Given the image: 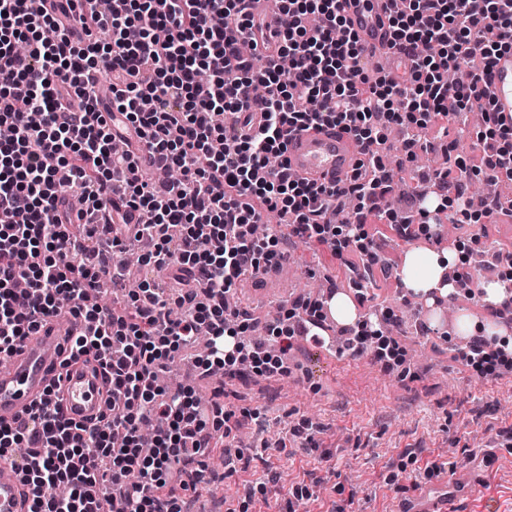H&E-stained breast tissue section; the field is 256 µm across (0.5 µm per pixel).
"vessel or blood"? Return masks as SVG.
Here are the masks:
<instances>
[{
    "label": "vessel or blood",
    "instance_id": "1",
    "mask_svg": "<svg viewBox=\"0 0 512 512\" xmlns=\"http://www.w3.org/2000/svg\"><path fill=\"white\" fill-rule=\"evenodd\" d=\"M350 30L368 57L389 55L387 17L389 0H345ZM493 109L505 126L512 127V52L499 55L486 79ZM362 155L356 141L334 127H311L288 141V167L301 179L333 184L351 175ZM80 320L59 324L49 320L0 366V423L22 417L53 384L62 389V408L81 424L96 422L106 411V386L100 368L77 362L60 370L66 338L86 332ZM29 487L16 465L0 460V512H28Z\"/></svg>",
    "mask_w": 512,
    "mask_h": 512
}]
</instances>
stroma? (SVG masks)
<instances>
[{
	"mask_svg": "<svg viewBox=\"0 0 512 512\" xmlns=\"http://www.w3.org/2000/svg\"><path fill=\"white\" fill-rule=\"evenodd\" d=\"M477 132L460 112L447 128L431 124L413 135L453 147L472 166L482 154ZM457 218L450 209L440 222L454 225V240L470 244L460 266L470 292L459 298L460 311L495 324V310L480 288L500 268L478 266L475 255L511 254L512 223L482 228ZM366 230L377 245L374 257L353 254L344 266L326 246L270 224V233L287 239L290 261L249 277L239 302L264 322L273 321L306 300L291 274L302 269L350 289L368 320L392 316V336L404 351L401 366L384 369L369 352H334L314 373L307 355L294 347L286 354L290 374L203 380L188 374L197 349L176 354L172 369L202 400L250 414L227 439L248 465L228 472L226 448L213 449L206 459L211 477L186 492V512H284L300 489L312 495L304 512H400L423 493L446 503L448 512H512V370L479 375L449 342L446 324L435 322L420 334L403 322L406 295L398 272L406 243L385 224ZM435 464L440 472H432Z\"/></svg>",
	"mask_w": 512,
	"mask_h": 512,
	"instance_id": "35a3bbf8",
	"label": "stroma"
}]
</instances>
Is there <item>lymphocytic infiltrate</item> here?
<instances>
[{"label": "lymphocytic infiltrate", "mask_w": 512, "mask_h": 512, "mask_svg": "<svg viewBox=\"0 0 512 512\" xmlns=\"http://www.w3.org/2000/svg\"><path fill=\"white\" fill-rule=\"evenodd\" d=\"M74 2L57 0L51 17L28 0H0V124L14 131L0 141V358L69 309L89 324L70 338L69 357L103 370L111 407L78 424L47 391L27 419L0 424V458L21 467L29 512H97L103 498L116 512H183V491L238 418L192 386L159 384L174 353L203 329L211 346L196 360L200 374L235 365L288 372L264 341L245 343L252 317L224 304L243 275L288 255L282 239L255 236L253 225L277 214L339 259L371 216L413 236L411 223L376 204L395 178L379 153L385 131L475 107L484 126L474 174L511 178L512 130L499 124L483 82L494 58L512 51V0H404L388 19L397 78L367 69L341 0H278V53L260 69L239 52L266 28L253 0H110L104 13L73 11ZM101 67L112 73L107 102L79 81ZM74 95L84 111H70ZM112 111L134 129L136 149L113 152ZM319 125L349 133L365 157L342 183L304 182L284 160L289 137ZM140 149L178 178L143 181ZM434 178L440 200H461L463 223L492 222V211L465 201L453 168ZM72 185L88 208H107L118 194L148 219L135 228L74 223ZM106 238L115 250L149 240L141 266L178 267L193 289L166 295L143 280L123 307L86 306L108 277ZM369 341L384 367L400 362L398 343L368 323L346 348L359 354ZM155 418L165 425L146 450L141 426Z\"/></svg>", "instance_id": "1"}]
</instances>
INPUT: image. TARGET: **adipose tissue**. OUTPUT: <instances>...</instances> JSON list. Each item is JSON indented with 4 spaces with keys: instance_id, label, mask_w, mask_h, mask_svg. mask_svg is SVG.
<instances>
[{
    "instance_id": "adipose-tissue-1",
    "label": "adipose tissue",
    "mask_w": 512,
    "mask_h": 512,
    "mask_svg": "<svg viewBox=\"0 0 512 512\" xmlns=\"http://www.w3.org/2000/svg\"><path fill=\"white\" fill-rule=\"evenodd\" d=\"M458 258L457 248L451 247L436 251H408L400 270L401 280L409 291L426 295L436 293L448 295L453 291L451 284L445 283L444 274L448 267L455 264Z\"/></svg>"
}]
</instances>
